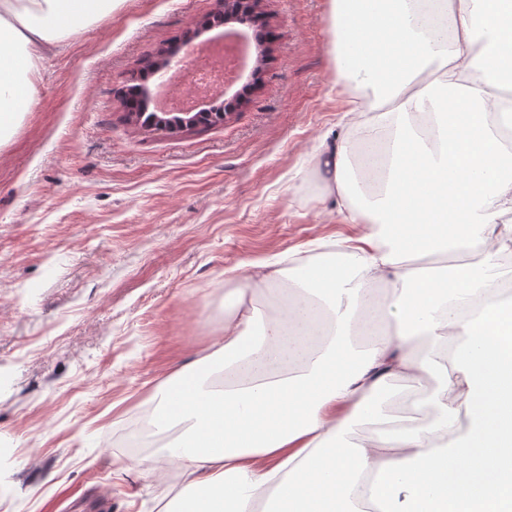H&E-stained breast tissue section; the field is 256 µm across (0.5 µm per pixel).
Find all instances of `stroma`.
Instances as JSON below:
<instances>
[{
  "label": "stroma",
  "mask_w": 512,
  "mask_h": 512,
  "mask_svg": "<svg viewBox=\"0 0 512 512\" xmlns=\"http://www.w3.org/2000/svg\"><path fill=\"white\" fill-rule=\"evenodd\" d=\"M330 0H260L266 57L220 124L126 121L120 90L213 0H116L45 55L0 142V512H173L189 490L108 435L224 343L230 276L363 234L312 157L343 133Z\"/></svg>",
  "instance_id": "35a3bbf8"
}]
</instances>
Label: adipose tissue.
I'll return each instance as SVG.
<instances>
[{
    "label": "adipose tissue",
    "mask_w": 512,
    "mask_h": 512,
    "mask_svg": "<svg viewBox=\"0 0 512 512\" xmlns=\"http://www.w3.org/2000/svg\"><path fill=\"white\" fill-rule=\"evenodd\" d=\"M99 2L0 0V136L37 104L47 47ZM331 16L363 134L316 165L344 222L371 230L312 262L250 265L224 319L223 388L193 364L158 389L156 424L184 427L167 455L192 477L180 512H512V308L494 273L512 254V100L495 79L512 69V0H331ZM387 129L368 195L352 160ZM463 249L479 262L449 266ZM282 280L280 316L248 303ZM400 378L420 420L342 446Z\"/></svg>",
    "instance_id": "ef3b65f1"
}]
</instances>
